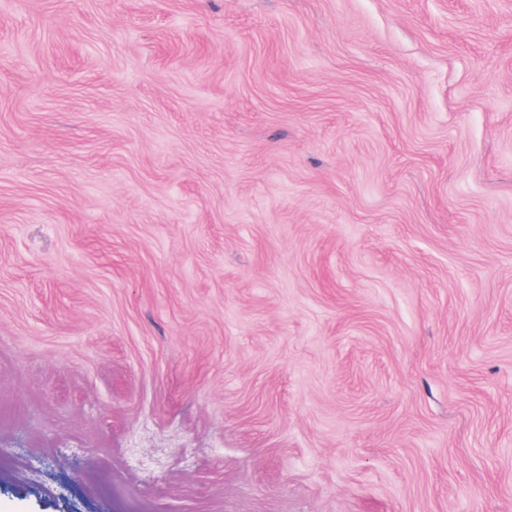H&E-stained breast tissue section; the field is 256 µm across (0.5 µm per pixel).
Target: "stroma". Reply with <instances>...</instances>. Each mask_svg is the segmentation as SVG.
<instances>
[{"instance_id":"1","label":"stroma","mask_w":512,"mask_h":512,"mask_svg":"<svg viewBox=\"0 0 512 512\" xmlns=\"http://www.w3.org/2000/svg\"><path fill=\"white\" fill-rule=\"evenodd\" d=\"M0 512H512V0H0Z\"/></svg>"}]
</instances>
